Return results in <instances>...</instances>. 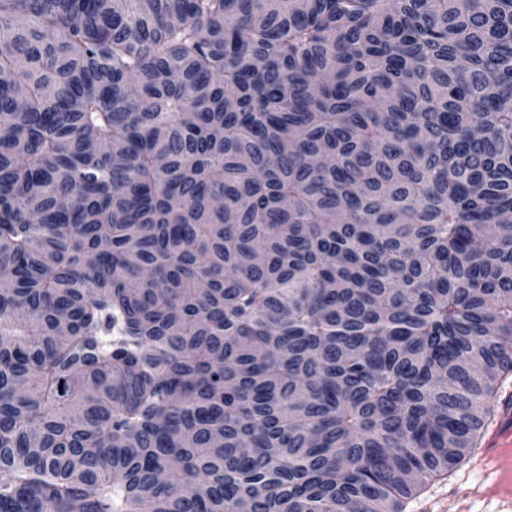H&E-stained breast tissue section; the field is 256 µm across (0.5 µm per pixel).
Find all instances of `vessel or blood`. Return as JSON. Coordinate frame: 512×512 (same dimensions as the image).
Listing matches in <instances>:
<instances>
[{
	"mask_svg": "<svg viewBox=\"0 0 512 512\" xmlns=\"http://www.w3.org/2000/svg\"><path fill=\"white\" fill-rule=\"evenodd\" d=\"M495 420L485 429L483 444L473 457L477 493L494 503L495 512H512V395L496 403Z\"/></svg>",
	"mask_w": 512,
	"mask_h": 512,
	"instance_id": "obj_1",
	"label": "vessel or blood"
}]
</instances>
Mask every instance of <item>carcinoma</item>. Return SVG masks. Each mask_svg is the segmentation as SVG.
I'll return each mask as SVG.
<instances>
[{
    "instance_id": "cac0c4a2",
    "label": "carcinoma",
    "mask_w": 512,
    "mask_h": 512,
    "mask_svg": "<svg viewBox=\"0 0 512 512\" xmlns=\"http://www.w3.org/2000/svg\"><path fill=\"white\" fill-rule=\"evenodd\" d=\"M509 214L512 0H0V512H406Z\"/></svg>"
}]
</instances>
